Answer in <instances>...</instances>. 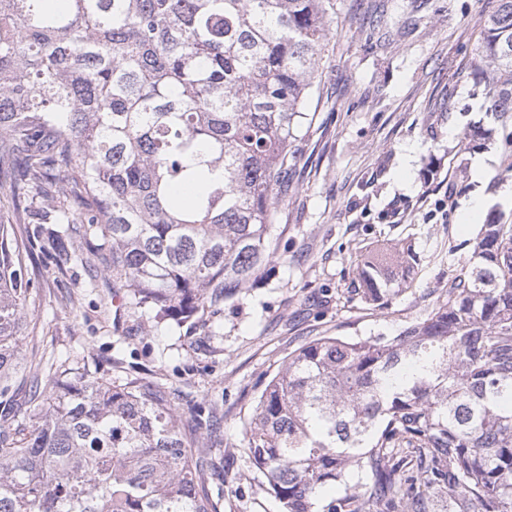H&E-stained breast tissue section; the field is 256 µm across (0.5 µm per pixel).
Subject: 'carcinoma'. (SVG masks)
Returning <instances> with one entry per match:
<instances>
[{
	"mask_svg": "<svg viewBox=\"0 0 512 512\" xmlns=\"http://www.w3.org/2000/svg\"><path fill=\"white\" fill-rule=\"evenodd\" d=\"M0 0V402L36 293L17 224L93 240L134 309L183 322L278 257L290 147L331 0ZM384 15L363 31L386 37ZM468 94L512 179V0L483 23ZM200 184L191 204L177 192ZM448 287L390 336L315 338L244 426L282 512H512V210L496 204ZM411 245L356 269L365 302L414 287ZM0 424V512H216L165 390L117 388L79 361L34 376ZM328 484L343 495L323 497Z\"/></svg>",
	"mask_w": 512,
	"mask_h": 512,
	"instance_id": "obj_1",
	"label": "carcinoma"
}]
</instances>
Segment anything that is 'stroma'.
<instances>
[{"label":"stroma","mask_w":512,"mask_h":512,"mask_svg":"<svg viewBox=\"0 0 512 512\" xmlns=\"http://www.w3.org/2000/svg\"><path fill=\"white\" fill-rule=\"evenodd\" d=\"M336 4L292 147L278 257L253 287L200 317L159 322L153 311L122 305L100 260L40 257L38 295L23 312L21 367L78 357L113 383L168 391L185 436L210 449L207 489L217 512H281L242 452L243 423L289 353L320 336L392 335L398 319L423 315L433 289L448 285L446 266L427 265L414 289L379 309L356 292L360 256L403 244L421 252L434 237L461 260L480 228L465 220V203L480 195L512 208L499 144L462 145L486 115L457 71L498 0H429L415 29L373 50L361 36L373 0ZM482 159L489 168L478 181ZM200 407L214 412L215 429L198 428Z\"/></svg>","instance_id":"35a3bbf8"}]
</instances>
